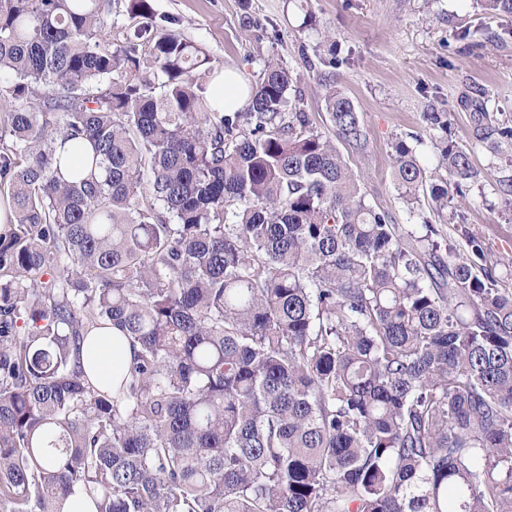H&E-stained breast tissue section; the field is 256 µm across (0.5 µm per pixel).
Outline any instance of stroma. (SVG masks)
I'll use <instances>...</instances> for the list:
<instances>
[{
    "mask_svg": "<svg viewBox=\"0 0 512 512\" xmlns=\"http://www.w3.org/2000/svg\"><path fill=\"white\" fill-rule=\"evenodd\" d=\"M156 19L200 44L218 69L254 81L266 60L296 77L305 111L328 130L325 83H336L360 115L366 139L338 148L360 181L368 204L411 228L434 205L422 198L410 212L394 184L392 144L420 136L416 154L426 172L439 165L438 144L466 149L479 176L463 185L439 219L445 240L466 252L467 236L483 244L496 287L512 290V145L493 153L479 126L512 127V15L482 11L472 0H151ZM257 26L246 27L244 17ZM336 41V68L307 54ZM444 112L445 128L422 115ZM485 113L477 123V113Z\"/></svg>",
    "mask_w": 512,
    "mask_h": 512,
    "instance_id": "obj_1",
    "label": "stroma"
}]
</instances>
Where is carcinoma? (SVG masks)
<instances>
[{"mask_svg":"<svg viewBox=\"0 0 512 512\" xmlns=\"http://www.w3.org/2000/svg\"><path fill=\"white\" fill-rule=\"evenodd\" d=\"M113 0H0V506L65 512H512V291L365 201L331 129L268 60L221 112L195 42L154 22L114 48ZM491 148L512 128H487ZM409 207L475 180L465 149ZM132 342L92 383L83 344ZM104 333L88 336L85 346L92 344L94 357L93 369L85 361L86 371L90 379L97 384H104L110 375L122 371L133 358L132 345L122 333L109 325Z\"/></svg>","mask_w":512,"mask_h":512,"instance_id":"carcinoma-1","label":"carcinoma"}]
</instances>
